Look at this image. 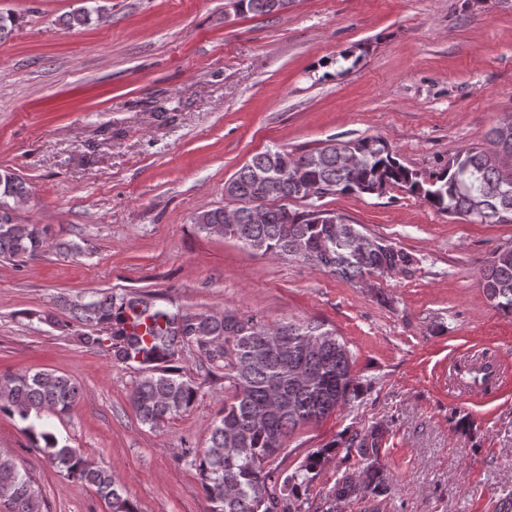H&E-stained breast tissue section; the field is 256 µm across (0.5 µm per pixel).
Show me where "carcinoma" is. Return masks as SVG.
<instances>
[{
	"label": "carcinoma",
	"mask_w": 512,
	"mask_h": 512,
	"mask_svg": "<svg viewBox=\"0 0 512 512\" xmlns=\"http://www.w3.org/2000/svg\"><path fill=\"white\" fill-rule=\"evenodd\" d=\"M285 0H238L240 14L265 16ZM493 149L470 147L448 158L442 172L428 179L402 165L379 138L330 139L293 155L269 148L254 155L224 184V196L238 203L235 224H224V208L196 213L198 231L233 239L262 255L288 256L353 282L384 271H407L417 258L386 240L361 231L346 217L314 203L288 208L315 186L317 198L336 194L381 195L384 184L398 186L450 215L474 216L483 223H512V126L488 133ZM27 202L24 182L0 172V261L15 266L33 262L48 242L40 224H22ZM480 284L493 307L512 316V245L499 247L480 269ZM58 305L89 328L79 334L88 347L109 342L120 361L142 366L129 394L139 420L152 428L189 409L197 384L175 366L183 348L193 347L212 367L224 370L232 396L214 422L208 446L184 457L196 468L211 512H297L301 488L311 481L317 459L310 458L280 478L268 461L299 426L342 409L354 392L352 354L347 342L321 322L288 321L270 329L252 317L189 313L157 303L148 294L102 295L83 303L65 298ZM81 398L71 377L40 370L0 375V413L18 419L35 446H44L50 463L80 480L104 499L109 512H139L111 471L95 467L61 442L43 414H66ZM379 430L359 440L361 471L344 477L332 496H385L387 479L379 467ZM0 504L9 512H41L39 490L27 471L0 457Z\"/></svg>",
	"instance_id": "cac0c4a2"
}]
</instances>
